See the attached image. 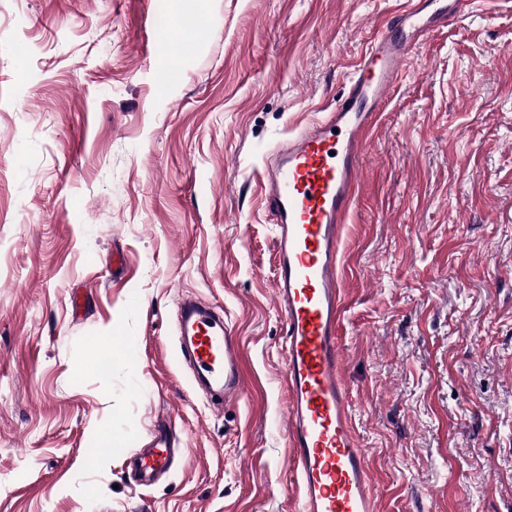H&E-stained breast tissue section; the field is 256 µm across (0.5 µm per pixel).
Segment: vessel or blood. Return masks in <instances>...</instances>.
I'll use <instances>...</instances> for the list:
<instances>
[{"instance_id":"vessel-or-blood-1","label":"vessel or blood","mask_w":512,"mask_h":512,"mask_svg":"<svg viewBox=\"0 0 512 512\" xmlns=\"http://www.w3.org/2000/svg\"><path fill=\"white\" fill-rule=\"evenodd\" d=\"M479 0H402L389 26L358 58L345 95L326 118L301 129L266 160L265 208L274 226L275 299L285 327L290 458L303 512H377L365 449L353 426L339 353L344 311L339 253L360 185L368 135L422 38ZM180 353L208 387L213 407L247 393L243 356L223 315L194 302L179 315ZM173 450L155 435L142 476L168 468Z\"/></svg>"}]
</instances>
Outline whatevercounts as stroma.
Masks as SVG:
<instances>
[{
  "instance_id": "35a3bbf8",
  "label": "stroma",
  "mask_w": 512,
  "mask_h": 512,
  "mask_svg": "<svg viewBox=\"0 0 512 512\" xmlns=\"http://www.w3.org/2000/svg\"><path fill=\"white\" fill-rule=\"evenodd\" d=\"M396 2L0 0V512H301L258 182ZM404 69L340 248L358 445L379 512H512V10ZM187 296L243 354L219 411L177 355ZM160 425L183 454L138 483Z\"/></svg>"
}]
</instances>
